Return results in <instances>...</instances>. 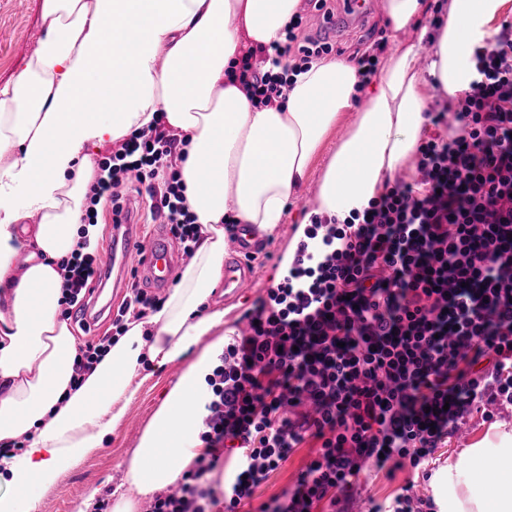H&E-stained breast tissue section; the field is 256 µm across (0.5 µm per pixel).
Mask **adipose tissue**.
Masks as SVG:
<instances>
[{
  "label": "adipose tissue",
  "mask_w": 512,
  "mask_h": 512,
  "mask_svg": "<svg viewBox=\"0 0 512 512\" xmlns=\"http://www.w3.org/2000/svg\"><path fill=\"white\" fill-rule=\"evenodd\" d=\"M299 2L43 0L38 46L0 89V444L9 447L0 512H34L47 488L101 448L137 396L143 362L160 370L193 350L128 458L111 512H137L140 498L192 467L205 377L224 344L226 312L207 301L224 276L225 222L274 234L350 108L358 115L312 207L341 218L367 207L415 154L428 90L454 99L468 89L473 49L506 0H448L429 54L398 43L368 86L354 63L322 59L293 75L285 105L256 106L226 72L248 47L283 40ZM159 120L184 143L178 171L200 230L194 258L156 311L128 317L77 379L59 262L99 238V225L83 221L99 176L93 153ZM434 501L438 512H512V432L450 459Z\"/></svg>",
  "instance_id": "obj_1"
}]
</instances>
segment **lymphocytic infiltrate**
I'll return each mask as SVG.
<instances>
[{"label": "lymphocytic infiltrate", "mask_w": 512, "mask_h": 512, "mask_svg": "<svg viewBox=\"0 0 512 512\" xmlns=\"http://www.w3.org/2000/svg\"><path fill=\"white\" fill-rule=\"evenodd\" d=\"M247 49L234 76L256 105H282L287 83L267 62L302 64L331 53L300 39ZM477 76L454 111L431 115L447 137L422 141L414 182L386 186L349 218L313 216L288 263L225 345L207 377L199 439L204 448L177 483L144 512H342L366 471L412 478L369 512H437L414 494L432 477L436 448L473 416L490 421L512 406V25L473 52ZM182 157L164 128L133 131L99 163L96 188L123 206L129 173L155 201L185 256L198 227L180 205ZM64 303L84 309L101 278L96 255L67 263ZM318 449L281 495L256 490L307 441ZM224 482L208 475L223 455Z\"/></svg>", "instance_id": "1"}]
</instances>
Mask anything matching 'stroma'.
<instances>
[{
    "label": "stroma",
    "instance_id": "stroma-1",
    "mask_svg": "<svg viewBox=\"0 0 512 512\" xmlns=\"http://www.w3.org/2000/svg\"><path fill=\"white\" fill-rule=\"evenodd\" d=\"M42 30V0H27L25 8L21 10L16 8L15 0H0V88L11 83L24 67L38 45ZM295 229L292 222L283 224L269 237V253L256 269L255 284L249 297L228 300L222 291H214L210 302L226 310L225 328H234L271 282L282 278V259L294 245ZM184 368L181 362L161 371L144 366L135 379L139 391L128 411L129 418L137 423L136 430H129L128 426L123 425L107 436L95 455L44 493L36 512H78L88 489L92 487L98 488L101 498H110L112 492L124 482L125 462L137 448L142 429L147 427L165 395L177 384ZM498 426L512 430V417L505 415L493 423L472 420L464 440H451L447 446L435 450L434 467L446 465L449 457L492 435ZM407 476L404 470L398 471L391 480L381 474L361 475L347 503L349 512H367L370 500L394 496Z\"/></svg>",
    "mask_w": 512,
    "mask_h": 512
}]
</instances>
